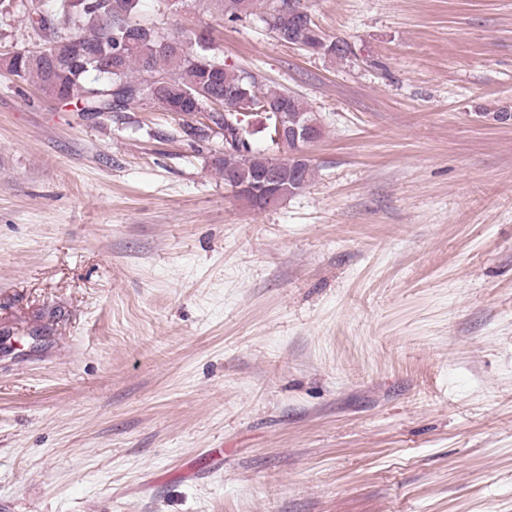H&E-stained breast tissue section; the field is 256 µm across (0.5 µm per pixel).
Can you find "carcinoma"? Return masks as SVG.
Returning a JSON list of instances; mask_svg holds the SVG:
<instances>
[{
    "mask_svg": "<svg viewBox=\"0 0 512 512\" xmlns=\"http://www.w3.org/2000/svg\"><path fill=\"white\" fill-rule=\"evenodd\" d=\"M234 21L254 13L257 0H210ZM139 0H58L52 11L33 9L28 21L40 43L34 50H17L8 73L43 91L60 92L58 102L71 105L83 117H112L123 123V113L143 101H153L178 122L187 140L198 143L216 131L224 137V156L216 161L226 177L224 184L245 194L249 205L266 209L259 193L261 179L277 167L282 197L296 195L311 182V160L300 145L284 137H272L276 122L297 126L314 142L323 135L320 119L303 100L280 87L259 85L244 71L224 68L212 54L207 35L177 32L162 34L134 20ZM265 23L282 43L300 41L319 45L318 54L345 60L353 54L345 40L327 36L316 23L291 25L283 11L292 4L305 18L310 14L301 0H266ZM232 95L233 103H245L246 114L237 117L215 103ZM271 114L267 121L269 143L264 151L253 148L257 130L249 113Z\"/></svg>",
    "mask_w": 512,
    "mask_h": 512,
    "instance_id": "obj_1",
    "label": "carcinoma"
}]
</instances>
